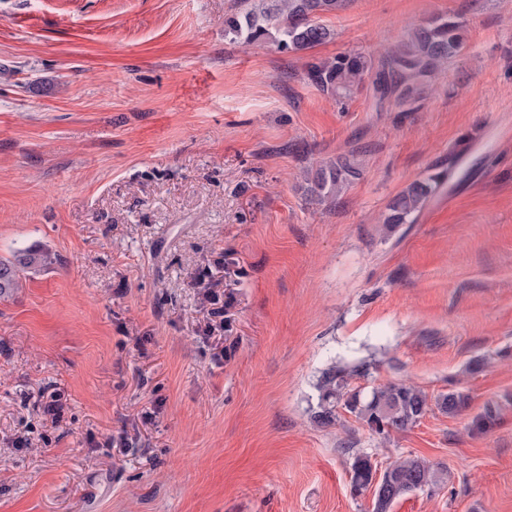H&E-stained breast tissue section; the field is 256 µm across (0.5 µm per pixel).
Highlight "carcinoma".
Listing matches in <instances>:
<instances>
[{
    "label": "carcinoma",
    "mask_w": 512,
    "mask_h": 512,
    "mask_svg": "<svg viewBox=\"0 0 512 512\" xmlns=\"http://www.w3.org/2000/svg\"><path fill=\"white\" fill-rule=\"evenodd\" d=\"M348 3L349 0H241L240 10L224 20V37L241 44L272 43L282 53L305 51L332 38V30L321 18L344 9ZM463 28V23L455 18L437 17L410 29L376 67L371 58L354 51L309 65L308 78L326 92L349 97L361 87L365 76L373 72V86L380 97L393 99L399 107L413 104L420 98L423 83L463 48ZM361 173L362 163L355 158L325 161L316 169L305 171L306 194L321 205L331 204ZM441 182L442 177L437 174L411 183L389 203L384 226L392 231L412 223L415 213ZM56 263L57 255L48 249H21L10 259H0V298L22 287V273L44 270ZM367 371L364 364L352 370L334 365L323 373L318 384L319 411L315 415L318 424L334 423L340 404L378 434L411 429L427 414V396L411 384H390L368 394L350 387L353 375L364 376ZM467 403L468 397L457 392L436 399L437 408L448 414L461 411ZM373 470L369 457H354L353 493L359 494L367 488ZM439 473V466L419 457L392 462L381 474L372 512H391L400 498L437 484Z\"/></svg>",
    "instance_id": "obj_1"
}]
</instances>
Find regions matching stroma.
Segmentation results:
<instances>
[{
	"mask_svg": "<svg viewBox=\"0 0 512 512\" xmlns=\"http://www.w3.org/2000/svg\"><path fill=\"white\" fill-rule=\"evenodd\" d=\"M239 7L0 0V258L58 257L0 299V512H371L358 454L446 468L392 512H512V0H351L288 54L225 39ZM436 16L465 44L409 111L306 76ZM350 154L361 177L309 204L305 169ZM221 257L228 358L205 332ZM335 363L468 405L385 437L342 407L321 426ZM441 182L442 177L437 174L411 183L391 200L382 224L392 231L400 226V224L412 223L415 213L437 191ZM376 468L369 456L356 455L351 464V491L353 494H360L366 489L371 481L372 471Z\"/></svg>",
	"mask_w": 512,
	"mask_h": 512,
	"instance_id": "obj_1",
	"label": "stroma"
}]
</instances>
